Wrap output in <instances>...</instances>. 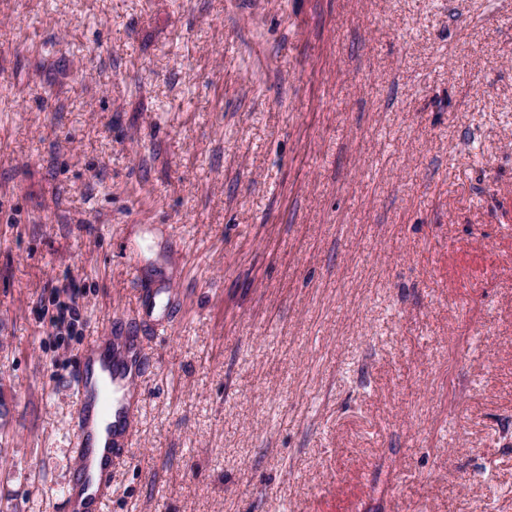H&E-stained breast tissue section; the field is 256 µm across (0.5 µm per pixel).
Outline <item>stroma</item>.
I'll list each match as a JSON object with an SVG mask.
<instances>
[{"mask_svg": "<svg viewBox=\"0 0 512 512\" xmlns=\"http://www.w3.org/2000/svg\"><path fill=\"white\" fill-rule=\"evenodd\" d=\"M105 334L103 512H512V0H0V512ZM52 288H62L68 301H59L56 308V315L54 317V325L59 335L62 331L66 335H72L76 326L80 323V314L76 304V296L79 294V288L74 278H69L66 284L55 286Z\"/></svg>", "mask_w": 512, "mask_h": 512, "instance_id": "1", "label": "stroma"}]
</instances>
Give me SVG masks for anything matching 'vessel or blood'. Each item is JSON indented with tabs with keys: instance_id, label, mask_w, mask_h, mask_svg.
<instances>
[{
	"instance_id": "1",
	"label": "vessel or blood",
	"mask_w": 512,
	"mask_h": 512,
	"mask_svg": "<svg viewBox=\"0 0 512 512\" xmlns=\"http://www.w3.org/2000/svg\"><path fill=\"white\" fill-rule=\"evenodd\" d=\"M112 339L96 338L87 349L88 364L75 384L77 397L72 417L75 445V487L66 496L71 512H100L112 486V441L98 442L97 423L113 422L115 432H124L131 423L128 407L120 405L112 387L126 377L127 360L113 356Z\"/></svg>"
}]
</instances>
